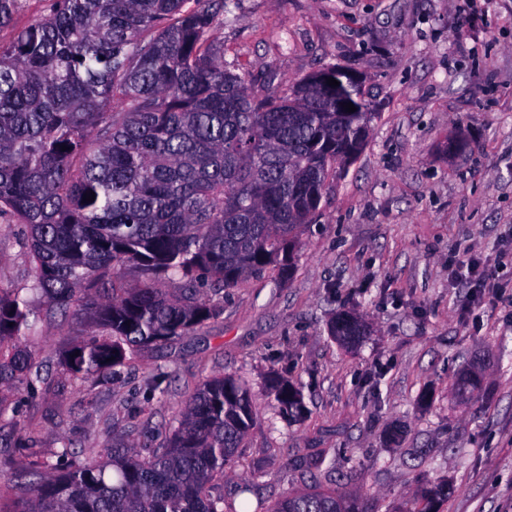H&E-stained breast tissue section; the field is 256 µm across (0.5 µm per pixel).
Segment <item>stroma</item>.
Wrapping results in <instances>:
<instances>
[{
    "instance_id": "1",
    "label": "stroma",
    "mask_w": 512,
    "mask_h": 512,
    "mask_svg": "<svg viewBox=\"0 0 512 512\" xmlns=\"http://www.w3.org/2000/svg\"><path fill=\"white\" fill-rule=\"evenodd\" d=\"M217 34L254 90L358 71L377 113L366 145L331 180L289 280L239 282L218 318L112 377L72 378L63 356L96 326L34 299L41 378L0 389V482L65 446L77 461L163 446L188 396L229 374L256 424L218 485L226 512L310 488L411 512L437 483L454 487L440 512H512V0L476 15L456 0H232ZM455 137L469 148L452 157ZM473 257L492 272L481 293ZM29 282L26 231L0 218V287ZM343 311L363 325L352 345L328 332ZM476 362L482 385L460 397L455 376ZM274 374L301 391V419L267 397Z\"/></svg>"
}]
</instances>
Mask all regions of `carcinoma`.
<instances>
[{
  "label": "carcinoma",
  "mask_w": 512,
  "mask_h": 512,
  "mask_svg": "<svg viewBox=\"0 0 512 512\" xmlns=\"http://www.w3.org/2000/svg\"><path fill=\"white\" fill-rule=\"evenodd\" d=\"M20 0H0V28ZM232 0H49L47 12L0 42V218L28 230L32 289L60 313L89 317L92 334L64 358L74 378L110 377L145 346L190 334L220 315L199 297L295 268L302 228L356 158L377 113L349 83L354 112L328 109L315 74L289 90L250 89L224 64L217 36ZM67 150H62V147ZM95 194L85 201L84 195ZM176 277L183 293L128 288L124 270ZM31 299L0 288V384L32 381L21 344ZM361 335L348 313L329 324ZM481 378L457 379L470 395ZM267 393L289 414L300 392L273 376ZM255 422L250 391L204 380L166 446L108 448L73 464L70 450L31 479L0 488V512H224L216 491ZM453 493L437 485L414 512ZM267 512H360L334 492L287 494Z\"/></svg>",
  "instance_id": "obj_1"
}]
</instances>
